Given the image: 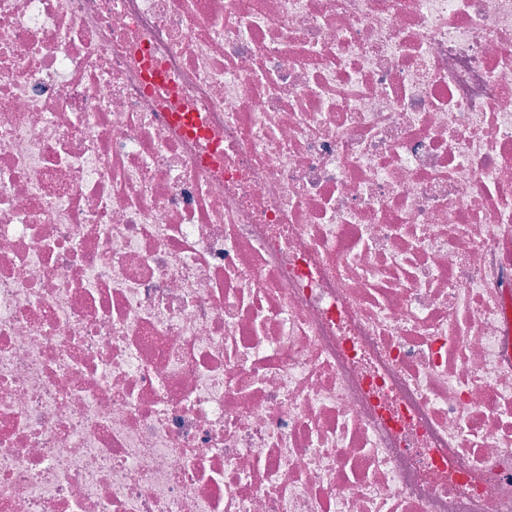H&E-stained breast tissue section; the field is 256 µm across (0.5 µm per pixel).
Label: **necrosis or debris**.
<instances>
[{"mask_svg":"<svg viewBox=\"0 0 512 512\" xmlns=\"http://www.w3.org/2000/svg\"><path fill=\"white\" fill-rule=\"evenodd\" d=\"M0 512H512V0H0Z\"/></svg>","mask_w":512,"mask_h":512,"instance_id":"necrosis-or-debris-1","label":"necrosis or debris"}]
</instances>
